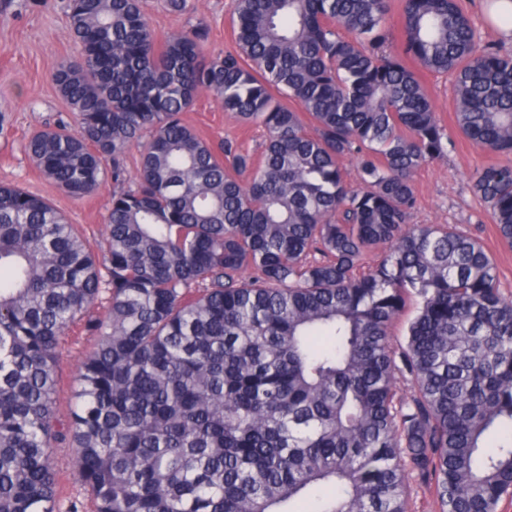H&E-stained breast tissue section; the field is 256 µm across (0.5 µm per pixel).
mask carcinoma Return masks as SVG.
Masks as SVG:
<instances>
[{
    "label": "carcinoma",
    "mask_w": 512,
    "mask_h": 512,
    "mask_svg": "<svg viewBox=\"0 0 512 512\" xmlns=\"http://www.w3.org/2000/svg\"><path fill=\"white\" fill-rule=\"evenodd\" d=\"M391 14L236 0L239 51L206 58L201 22L159 46L142 0H70L77 55L53 80L77 131L26 150L74 198L113 190L100 256L0 184V512H57L66 441L95 512H409L412 480L439 512L512 496V300L477 239L409 223L415 173L451 140L405 62L451 77L458 131L503 157L473 187L512 247V53L480 45L459 0H401L397 46ZM205 92L265 127L260 160L184 122ZM78 326L96 343L61 418ZM80 341L78 345H66L60 355L56 410L61 417L66 416L68 413L72 400V391L75 386L77 366L83 354L92 348L94 336L83 334Z\"/></svg>",
    "instance_id": "carcinoma-1"
}]
</instances>
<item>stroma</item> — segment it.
Listing matches in <instances>:
<instances>
[{
    "label": "stroma",
    "mask_w": 512,
    "mask_h": 512,
    "mask_svg": "<svg viewBox=\"0 0 512 512\" xmlns=\"http://www.w3.org/2000/svg\"><path fill=\"white\" fill-rule=\"evenodd\" d=\"M144 9L157 39L167 33L204 22L209 29L205 56L237 51L232 28V0H197V13L178 16L163 7V0H144ZM67 0H0V183L16 184L48 199L68 221L80 225L86 236L101 239L107 221L112 182L93 194L76 199L47 180L26 151L28 138L46 125L73 124L74 118L59 95L53 74L58 65L74 55ZM419 77L437 105V115L454 145L443 158L424 165L414 176L417 204L415 224H455L478 239L494 257L502 293L512 298V248L498 236L489 206L474 193L475 172L493 162L494 156L474 146L455 125L448 77L420 71ZM185 122L209 142L236 141L251 154H260L266 139L264 128L245 124L225 112L218 96L200 95ZM94 343L83 336L80 343L65 347L60 355L56 410L66 416L75 386L77 366ZM74 448L53 445L51 457L58 471L59 512H92L88 497L74 474Z\"/></svg>",
    "instance_id": "stroma-1"
}]
</instances>
